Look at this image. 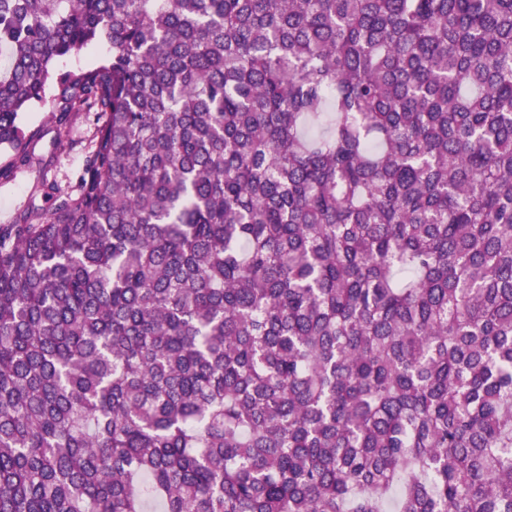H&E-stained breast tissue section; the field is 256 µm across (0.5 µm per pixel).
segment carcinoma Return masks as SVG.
I'll list each match as a JSON object with an SVG mask.
<instances>
[{
    "label": "carcinoma",
    "instance_id": "1",
    "mask_svg": "<svg viewBox=\"0 0 512 512\" xmlns=\"http://www.w3.org/2000/svg\"><path fill=\"white\" fill-rule=\"evenodd\" d=\"M106 41L111 54L58 70ZM0 512H512V0H0ZM53 107L47 96L44 103L21 114L25 127L42 129L44 135L34 148L36 160L32 166L17 165L7 177H0V224H10L17 212L27 207L40 179L46 178L61 189H68L76 185L83 172L87 148L95 133L94 113L81 112L73 118L64 146L58 150L53 145Z\"/></svg>",
    "mask_w": 512,
    "mask_h": 512
}]
</instances>
